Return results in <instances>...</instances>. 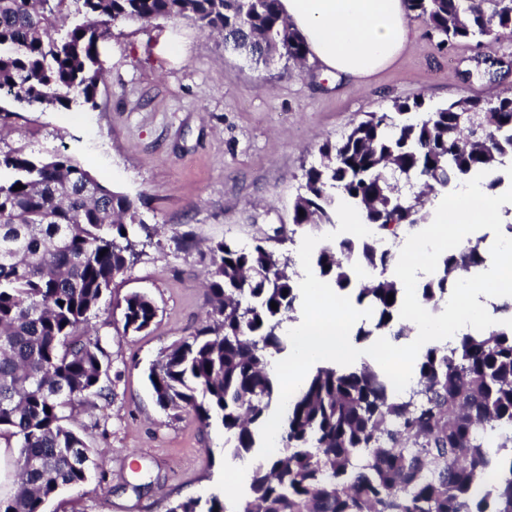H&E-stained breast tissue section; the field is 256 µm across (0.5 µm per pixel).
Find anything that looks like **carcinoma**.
<instances>
[{"instance_id":"obj_1","label":"carcinoma","mask_w":512,"mask_h":512,"mask_svg":"<svg viewBox=\"0 0 512 512\" xmlns=\"http://www.w3.org/2000/svg\"><path fill=\"white\" fill-rule=\"evenodd\" d=\"M279 0H0V100L23 107L95 105L103 28L121 20L186 17L257 62L303 61L305 42ZM438 45L491 48L512 29V0H406ZM304 173L292 225L309 231L338 221L339 200L376 231L426 224L433 198L486 172L504 184L512 163V98H461L445 106L394 102L371 112ZM23 188L15 191L13 187ZM304 215H299V211ZM483 239L439 258L438 278L419 285L441 309L460 274L484 264ZM152 243L135 200L102 184L71 157L0 149V438L15 449L16 479L0 512H45L46 501L82 486L92 453L70 421L91 397L112 398L109 355L86 332L115 279ZM394 254L376 239L319 242V279L339 295L358 282L372 309L356 339H396L404 288L388 275ZM207 321L160 353L148 369L157 404L203 427L220 419L240 458L257 447L280 389L268 357L291 348L284 324L302 305L295 260L261 244L220 241L202 253ZM370 272L357 281L360 270ZM394 295L388 301V295ZM277 303V309L271 303ZM124 331L157 315L132 293ZM279 448L251 469L246 512H512V327L496 323L419 355L416 383L398 392L377 365H319L285 409ZM166 512H229L213 496L176 500Z\"/></svg>"}]
</instances>
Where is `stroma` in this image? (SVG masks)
<instances>
[{"label":"stroma","mask_w":512,"mask_h":512,"mask_svg":"<svg viewBox=\"0 0 512 512\" xmlns=\"http://www.w3.org/2000/svg\"><path fill=\"white\" fill-rule=\"evenodd\" d=\"M410 26L398 60L354 82L312 59L251 63L188 18L118 21L99 42L96 108L27 109L0 133L2 146L63 152L140 199L141 218L159 233L91 321L106 343L114 396L92 398L80 413L75 427L97 450L89 478L46 512H166L175 500L223 495L232 473L245 486L252 455L231 456L220 420L205 428L191 414L171 418L146 370L206 319L200 249L232 239L298 253L305 233L292 229V206L324 143L398 100L445 104L512 90V43L443 48L421 19ZM132 292L158 309L141 333L124 332L117 306Z\"/></svg>","instance_id":"stroma-1"}]
</instances>
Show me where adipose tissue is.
<instances>
[{
	"label": "adipose tissue",
	"mask_w": 512,
	"mask_h": 512,
	"mask_svg": "<svg viewBox=\"0 0 512 512\" xmlns=\"http://www.w3.org/2000/svg\"><path fill=\"white\" fill-rule=\"evenodd\" d=\"M324 72L361 81L391 66L410 40L405 0H279Z\"/></svg>",
	"instance_id": "ef3b65f1"
}]
</instances>
